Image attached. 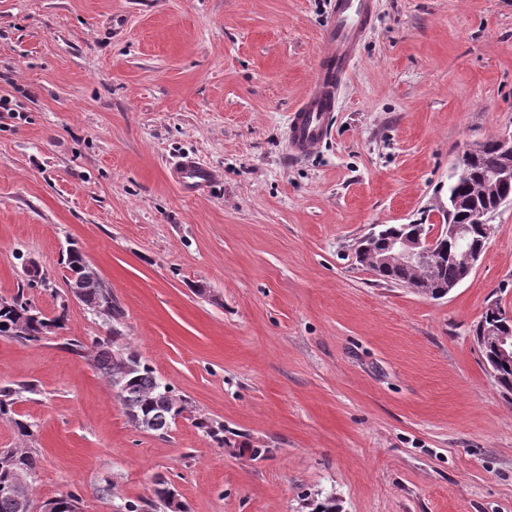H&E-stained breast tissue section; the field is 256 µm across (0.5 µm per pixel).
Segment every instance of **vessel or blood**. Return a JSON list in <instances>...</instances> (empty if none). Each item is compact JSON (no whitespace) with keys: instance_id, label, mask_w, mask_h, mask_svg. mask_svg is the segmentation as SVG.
<instances>
[{"instance_id":"b4317fda","label":"vessel or blood","mask_w":512,"mask_h":512,"mask_svg":"<svg viewBox=\"0 0 512 512\" xmlns=\"http://www.w3.org/2000/svg\"><path fill=\"white\" fill-rule=\"evenodd\" d=\"M375 8L376 0H332L322 30L318 66L288 124V154L292 159H305L325 141L333 124L336 99L356 62ZM169 171L173 182L192 195L203 194L216 178L210 166L189 155L175 160Z\"/></svg>"}]
</instances>
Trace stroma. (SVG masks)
Here are the masks:
<instances>
[{
  "mask_svg": "<svg viewBox=\"0 0 512 512\" xmlns=\"http://www.w3.org/2000/svg\"><path fill=\"white\" fill-rule=\"evenodd\" d=\"M329 3L0 0V297L67 308L47 338L0 337V386L36 387L14 407L33 437L0 418V448L39 451L34 501L115 512L163 477L188 512H512V396L475 337L488 303L512 312V205L441 299L355 253L373 225L435 222L463 149L512 131V0H378L327 140L293 162ZM182 154L221 184L183 194ZM72 243L123 345L188 400L170 435L64 350L107 334L68 297Z\"/></svg>",
  "mask_w": 512,
  "mask_h": 512,
  "instance_id": "stroma-1",
  "label": "stroma"
}]
</instances>
